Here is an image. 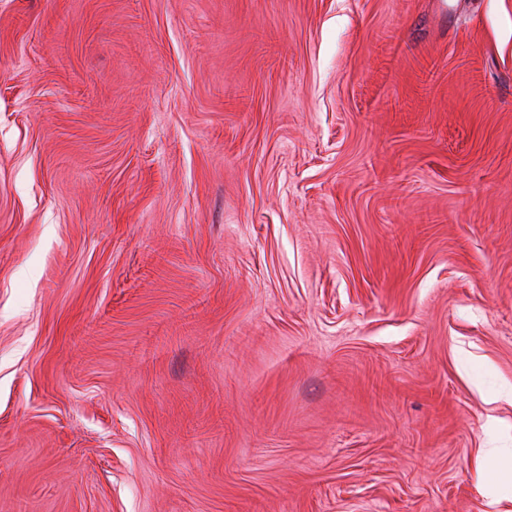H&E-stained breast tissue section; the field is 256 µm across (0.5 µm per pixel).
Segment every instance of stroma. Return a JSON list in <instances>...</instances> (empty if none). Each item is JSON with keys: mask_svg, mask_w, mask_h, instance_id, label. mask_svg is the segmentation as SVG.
I'll list each match as a JSON object with an SVG mask.
<instances>
[{"mask_svg": "<svg viewBox=\"0 0 512 512\" xmlns=\"http://www.w3.org/2000/svg\"><path fill=\"white\" fill-rule=\"evenodd\" d=\"M0 512H512V0H0Z\"/></svg>", "mask_w": 512, "mask_h": 512, "instance_id": "35a3bbf8", "label": "stroma"}]
</instances>
